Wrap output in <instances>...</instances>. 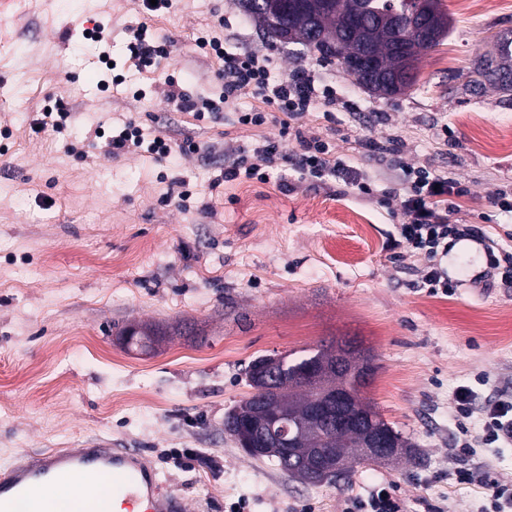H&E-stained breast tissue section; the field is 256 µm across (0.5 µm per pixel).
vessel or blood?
I'll return each instance as SVG.
<instances>
[{
    "mask_svg": "<svg viewBox=\"0 0 512 512\" xmlns=\"http://www.w3.org/2000/svg\"><path fill=\"white\" fill-rule=\"evenodd\" d=\"M73 479L90 489L81 512H111L117 499L125 512H187L183 494L136 448H67L19 461L0 478V512H61L54 491Z\"/></svg>",
    "mask_w": 512,
    "mask_h": 512,
    "instance_id": "b4317fda",
    "label": "vessel or blood"
}]
</instances>
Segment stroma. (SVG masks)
<instances>
[{
	"instance_id": "obj_1",
	"label": "stroma",
	"mask_w": 512,
	"mask_h": 512,
	"mask_svg": "<svg viewBox=\"0 0 512 512\" xmlns=\"http://www.w3.org/2000/svg\"><path fill=\"white\" fill-rule=\"evenodd\" d=\"M20 2L0 7V468L54 448H141L190 512H230L241 500L250 512H342L346 498L379 483L408 512H477L486 487L434 476L448 469L454 390L484 376L485 394L512 396V288L475 287L483 245L449 253L455 295L413 289L376 199L305 183L285 190L291 170L211 187L225 152L278 137L276 124L233 122L260 100L199 121L165 91L171 79L194 95L220 93L204 38L268 56L278 75L312 70L336 91L340 155L388 178L389 161L359 143L400 139L406 158L472 188L453 217L496 239L512 228V215L492 205L512 195V90L475 85L472 70L512 34V0H441L448 35L422 57L416 84L392 98L302 45L269 40L242 0H172L155 13L141 0ZM142 23L171 43L150 69L125 48ZM97 26L121 84H104L82 36ZM58 101L71 113L64 130L35 131L40 107ZM131 120L145 138L189 137L200 151L163 160L113 152L109 135ZM184 188L192 197L182 212L174 201ZM129 325L160 337L146 351L127 346ZM344 338L370 351L376 373L363 395L413 443L412 457L312 485L225 434V413L251 393L249 362ZM171 448L199 449L222 466L179 468L165 456Z\"/></svg>"
}]
</instances>
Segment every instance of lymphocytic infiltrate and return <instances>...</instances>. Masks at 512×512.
<instances>
[{"instance_id":"lymphocytic-infiltrate-1","label":"lymphocytic infiltrate","mask_w":512,"mask_h":512,"mask_svg":"<svg viewBox=\"0 0 512 512\" xmlns=\"http://www.w3.org/2000/svg\"><path fill=\"white\" fill-rule=\"evenodd\" d=\"M209 47L221 64L224 89L218 98L194 97L178 83L168 85L167 98L179 111L190 112L197 119H205L222 112L226 104L244 96L264 100L275 106L276 116L265 112L242 111L236 121L243 126H260L275 121L281 127V137L267 139L253 148L241 150L217 176V183L239 179L265 181L271 171L282 164H291L301 180L323 186H337L339 193L354 192L359 196H377L381 207L395 218L396 234L391 240L394 258L417 265V288L432 294L453 295L456 286L448 271L440 264L451 244L464 240L484 241L488 269L485 280L512 285V230L505 231L504 241L486 237L475 224H454L450 214L457 209L459 198L470 196L471 190L447 172L405 161L398 162L391 187L377 192L369 175L347 165L336 155V145L320 135H305L300 121L316 104L323 103V117L335 123L333 108L336 98L329 89L319 87L310 71L297 70L286 77L275 75L266 57L240 55L229 52L219 39H212ZM127 49L138 66H153L171 54L170 43L157 37L147 25L131 29ZM296 140L299 148L289 152V140ZM113 150L123 151L147 148L148 152L164 158L172 151L188 156L198 153L199 145L185 140L171 146L168 139L156 136L145 139L143 130L135 122L126 123L123 130L111 139ZM453 421L458 431L456 456L474 455L479 448L512 447V398L494 397L479 400L477 392L462 385L453 393Z\"/></svg>"}]
</instances>
